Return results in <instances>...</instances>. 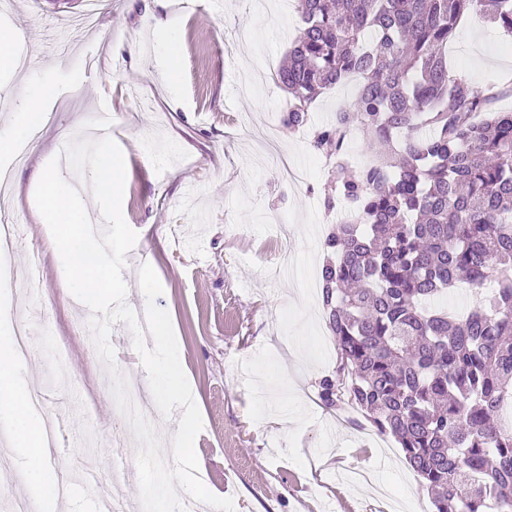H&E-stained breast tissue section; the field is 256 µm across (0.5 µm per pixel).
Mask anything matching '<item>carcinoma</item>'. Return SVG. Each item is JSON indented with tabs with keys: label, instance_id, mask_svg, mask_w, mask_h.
<instances>
[{
	"label": "carcinoma",
	"instance_id": "1",
	"mask_svg": "<svg viewBox=\"0 0 512 512\" xmlns=\"http://www.w3.org/2000/svg\"><path fill=\"white\" fill-rule=\"evenodd\" d=\"M300 34L277 74L283 125L307 122L325 91L359 76L355 98L314 132L337 159L323 206L356 220L327 236L322 305L336 371L326 406L349 402L392 438L434 512H512V79L485 88L448 68V42L473 13L512 35V0H297ZM388 146L359 168L351 134ZM481 295L462 316L447 289Z\"/></svg>",
	"mask_w": 512,
	"mask_h": 512
}]
</instances>
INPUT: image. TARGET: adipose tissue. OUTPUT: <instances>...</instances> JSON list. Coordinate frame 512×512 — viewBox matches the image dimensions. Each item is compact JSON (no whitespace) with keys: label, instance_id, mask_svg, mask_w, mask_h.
I'll list each match as a JSON object with an SVG mask.
<instances>
[{"label":"adipose tissue","instance_id":"obj_1","mask_svg":"<svg viewBox=\"0 0 512 512\" xmlns=\"http://www.w3.org/2000/svg\"><path fill=\"white\" fill-rule=\"evenodd\" d=\"M20 108L12 116L11 134H0V155H10L17 143L26 138L43 120L46 101L59 94L57 83L41 79L22 84L18 91ZM16 359L10 340H0V414L8 422L11 447L25 459L30 496L39 503L41 512H60L63 502L57 484L49 473L44 445V419L31 410L27 391L15 379Z\"/></svg>","mask_w":512,"mask_h":512}]
</instances>
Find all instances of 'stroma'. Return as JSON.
<instances>
[{
	"label": "stroma",
	"mask_w": 512,
	"mask_h": 512,
	"mask_svg": "<svg viewBox=\"0 0 512 512\" xmlns=\"http://www.w3.org/2000/svg\"><path fill=\"white\" fill-rule=\"evenodd\" d=\"M223 2L219 14L213 0H101L97 22L77 28L87 0H0V26L19 31L30 57L18 74L0 72V97H12L25 77L62 88L0 194V213L20 226L13 264L24 266L32 247L45 246L31 294L0 289V330L26 320L34 353L18 365L17 382L45 390V414L70 416L65 445L48 464L106 466L122 429L128 475L94 491L141 512L137 441L115 413L88 307L69 295L32 193L37 160L71 138L106 135L127 162L122 210L138 235L122 272L126 302L144 306L138 270L150 264L203 418L195 450L206 487L233 497L235 512H430L399 448L382 453L360 416L319 398L320 380L335 370L336 341L303 274L321 267L334 220L319 204L328 172L308 143L337 101L356 91H327L308 123L287 131L288 95L275 78L300 19L254 0ZM506 43L471 16L448 56L483 88L511 64ZM271 136L298 168L297 182L282 181L275 161L259 153ZM110 342L116 366L144 391L143 414L172 437L182 412L166 418L156 408L124 322L113 324Z\"/></svg>",
	"instance_id": "stroma-1"
}]
</instances>
